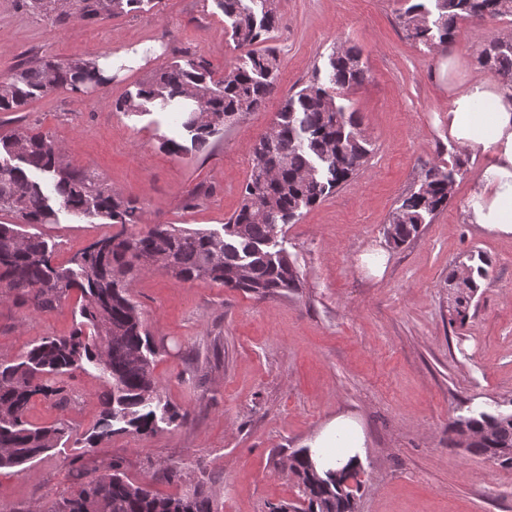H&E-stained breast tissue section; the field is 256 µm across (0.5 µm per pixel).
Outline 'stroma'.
<instances>
[{
	"label": "stroma",
	"instance_id": "1",
	"mask_svg": "<svg viewBox=\"0 0 512 512\" xmlns=\"http://www.w3.org/2000/svg\"><path fill=\"white\" fill-rule=\"evenodd\" d=\"M276 7L281 22L266 42L280 60L275 92L197 150L173 113L127 116L114 104L152 70L193 53L218 75L243 63L246 51L217 0H150L138 12L62 26L25 0H0V76L32 59L112 57L110 83L0 112V135L52 134L67 163L136 203L139 229L223 233L240 205L254 143L286 96L313 76L327 78L331 54L343 47L359 49L366 79L336 100L355 113L368 148L361 169L279 237L299 288L261 297L142 272L131 295L160 348L153 375L188 421L76 445L100 416L105 380L94 366L75 370L66 378L67 406L38 397L27 412L37 425L68 422L72 439L19 473L0 471V512H41L111 461L154 492L181 494L200 483L218 512H270L299 501L289 454L342 413L357 416L366 436L356 512H512V468L453 446L448 433L459 417L512 401V237L466 217L485 153L470 155L447 206L407 244L393 248L384 237L424 171L459 155L448 134L443 63L456 53L458 81L490 79L474 51L490 34L512 35V17L461 21L455 42L429 49L403 29L404 0H276ZM165 138L181 151L164 150ZM118 230L65 211L40 228L58 264ZM373 247L388 256L379 278L360 265ZM475 253L489 260L488 277L460 326L450 321L446 280ZM78 320L74 296L38 313L0 300V360L17 359L42 337L69 335ZM170 466L181 467V483L164 479Z\"/></svg>",
	"mask_w": 512,
	"mask_h": 512
}]
</instances>
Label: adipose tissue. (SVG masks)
I'll return each instance as SVG.
<instances>
[{"label": "adipose tissue", "instance_id": "1", "mask_svg": "<svg viewBox=\"0 0 512 512\" xmlns=\"http://www.w3.org/2000/svg\"><path fill=\"white\" fill-rule=\"evenodd\" d=\"M448 134L462 153L488 152L467 211L469 223L512 235V86L471 82L448 99ZM365 438L358 423L338 415L313 441L318 472L360 462Z\"/></svg>", "mask_w": 512, "mask_h": 512}]
</instances>
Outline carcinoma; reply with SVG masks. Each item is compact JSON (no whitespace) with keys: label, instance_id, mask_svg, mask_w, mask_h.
<instances>
[{"label":"carcinoma","instance_id":"carcinoma-1","mask_svg":"<svg viewBox=\"0 0 512 512\" xmlns=\"http://www.w3.org/2000/svg\"><path fill=\"white\" fill-rule=\"evenodd\" d=\"M28 0L29 6L57 24L93 20L141 8L145 0ZM405 0L400 15L408 37L431 48L455 41L458 22L512 17V0ZM231 20V37L247 47V61L216 79L201 55L173 62L141 82L115 109L138 115L157 108L172 110L198 149L224 130L227 121L252 112L272 94L279 70L277 55L252 46L278 28L275 7L259 16L245 0H220ZM475 62L512 85V37L495 34L485 40ZM330 82L350 89L365 80L358 52L342 48L329 59ZM98 57L66 61L36 60L19 64L0 79V112H17L29 101L59 89L81 92L108 83ZM368 155L354 113L336 102L329 89L313 79L286 98L269 132L252 150L249 180L239 208L224 224V234L175 224H155L129 232L138 207L105 180L65 163L54 138L23 130L0 136V211L17 224H0V295L44 312L79 293L80 321L68 336H47L25 355L0 362V469H15L36 460L71 433L65 422L36 426L26 412L33 398L59 404L69 401L64 376L85 363L107 380L103 410L93 428L79 439L85 448L117 433L149 435L159 424L182 422L181 413L164 401L153 376L157 352L142 312L128 295L130 280L142 269L159 265L184 282L209 281L261 296L299 285L288 253L276 248L283 227L345 182ZM453 170L434 165L402 197L384 229L396 248L407 243L426 218L448 204ZM67 210L85 218L119 224L120 232L104 237L66 265L53 262V249L40 233L24 225L58 223ZM478 264H473L474 260ZM463 278L448 275L452 290L451 321L464 323L481 281L488 276L483 255L470 256ZM456 444L466 451L512 468V412L480 411L453 422ZM297 479L301 506L293 512H355L360 489L357 470L345 467L320 476L299 449L288 459ZM45 512H217L202 485L181 495L162 496L131 481L118 464L89 477L68 499Z\"/></svg>","mask_w":512,"mask_h":512}]
</instances>
